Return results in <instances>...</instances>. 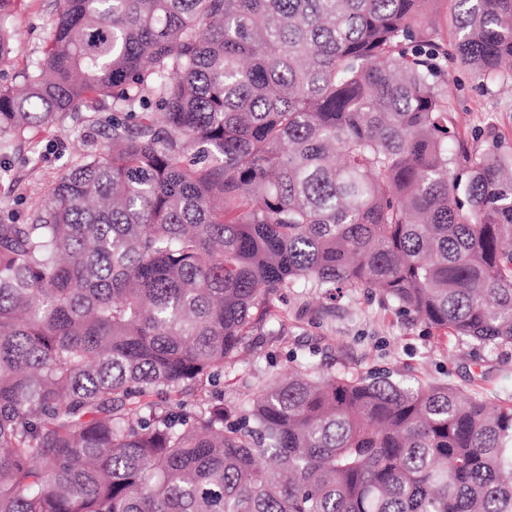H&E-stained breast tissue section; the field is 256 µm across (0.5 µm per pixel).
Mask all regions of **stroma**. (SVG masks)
Wrapping results in <instances>:
<instances>
[{
  "mask_svg": "<svg viewBox=\"0 0 512 512\" xmlns=\"http://www.w3.org/2000/svg\"><path fill=\"white\" fill-rule=\"evenodd\" d=\"M55 10L56 0H14L18 41L10 65L0 68V82L41 58ZM451 76L456 90L449 116L468 145L485 148L493 128L504 144L512 145V84L479 87L458 65ZM106 114V109L88 103L50 128L0 140V221L31 223L66 165L109 145ZM276 304L285 319L284 334L251 337L235 363L225 367V404L245 401L267 379L287 373L296 355L311 356L327 374L367 376L387 370L397 380L446 383L465 393H482L493 406L512 404V346L438 337L419 320L360 291L331 301L297 288L282 294Z\"/></svg>",
  "mask_w": 512,
  "mask_h": 512,
  "instance_id": "35a3bbf8",
  "label": "stroma"
}]
</instances>
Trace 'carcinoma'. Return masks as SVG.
Instances as JSON below:
<instances>
[{
	"label": "carcinoma",
	"instance_id": "carcinoma-1",
	"mask_svg": "<svg viewBox=\"0 0 512 512\" xmlns=\"http://www.w3.org/2000/svg\"><path fill=\"white\" fill-rule=\"evenodd\" d=\"M431 2L58 0L0 139L116 115L0 224V512H512V405L307 360L235 418L215 393L293 288L512 344V150L448 127L512 0H451L452 44Z\"/></svg>",
	"mask_w": 512,
	"mask_h": 512
}]
</instances>
